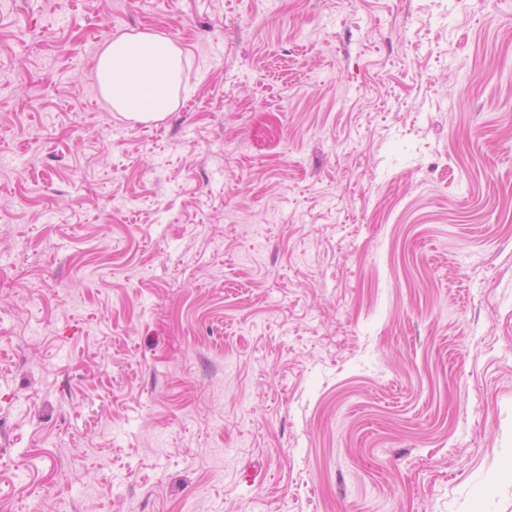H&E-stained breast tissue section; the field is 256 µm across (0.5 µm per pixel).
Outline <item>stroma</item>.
Returning a JSON list of instances; mask_svg holds the SVG:
<instances>
[{"mask_svg": "<svg viewBox=\"0 0 512 512\" xmlns=\"http://www.w3.org/2000/svg\"><path fill=\"white\" fill-rule=\"evenodd\" d=\"M0 512H512V0H0ZM182 50L169 38L150 32L123 34L104 43L96 73L112 109L134 122L163 120L173 109L180 81ZM150 90L139 93L141 83Z\"/></svg>", "mask_w": 512, "mask_h": 512, "instance_id": "stroma-1", "label": "stroma"}]
</instances>
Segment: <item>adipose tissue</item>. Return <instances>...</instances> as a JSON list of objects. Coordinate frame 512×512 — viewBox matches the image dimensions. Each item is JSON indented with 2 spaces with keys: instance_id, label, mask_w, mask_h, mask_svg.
Masks as SVG:
<instances>
[{
  "instance_id": "1",
  "label": "adipose tissue",
  "mask_w": 512,
  "mask_h": 512,
  "mask_svg": "<svg viewBox=\"0 0 512 512\" xmlns=\"http://www.w3.org/2000/svg\"><path fill=\"white\" fill-rule=\"evenodd\" d=\"M182 51L172 40L150 33L123 34L104 43L96 73L113 110L134 122L163 120L173 109Z\"/></svg>"
}]
</instances>
